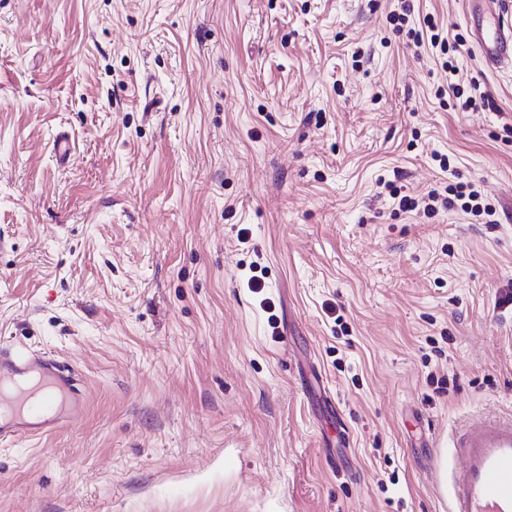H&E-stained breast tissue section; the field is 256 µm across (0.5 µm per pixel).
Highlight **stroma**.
Returning a JSON list of instances; mask_svg holds the SVG:
<instances>
[{
    "mask_svg": "<svg viewBox=\"0 0 512 512\" xmlns=\"http://www.w3.org/2000/svg\"><path fill=\"white\" fill-rule=\"evenodd\" d=\"M398 7L0 0V338L89 396L0 512H450L431 459L512 414V68L466 42L453 109ZM457 178L494 223L400 208Z\"/></svg>",
    "mask_w": 512,
    "mask_h": 512,
    "instance_id": "stroma-1",
    "label": "stroma"
}]
</instances>
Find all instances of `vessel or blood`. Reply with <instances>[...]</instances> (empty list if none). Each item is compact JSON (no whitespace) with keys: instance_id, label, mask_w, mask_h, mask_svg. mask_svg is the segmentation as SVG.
Segmentation results:
<instances>
[{"instance_id":"vessel-or-blood-1","label":"vessel or blood","mask_w":512,"mask_h":512,"mask_svg":"<svg viewBox=\"0 0 512 512\" xmlns=\"http://www.w3.org/2000/svg\"><path fill=\"white\" fill-rule=\"evenodd\" d=\"M471 37L492 67L512 66V10L470 0ZM87 394L51 353L0 340V443L36 438L79 420ZM451 512H512V418L473 419L453 442Z\"/></svg>"}]
</instances>
